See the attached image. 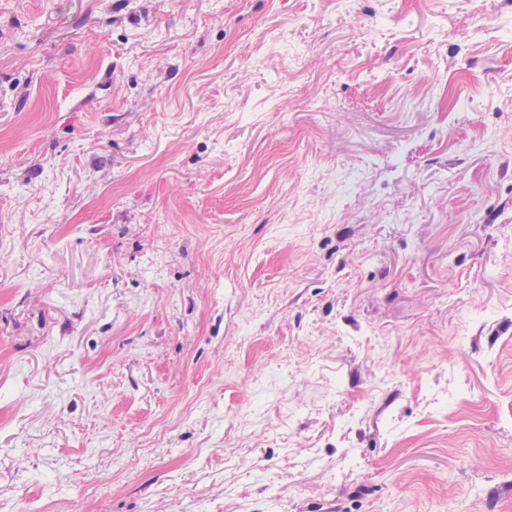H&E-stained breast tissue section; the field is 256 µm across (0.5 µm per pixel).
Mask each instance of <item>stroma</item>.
<instances>
[{
  "label": "stroma",
  "mask_w": 512,
  "mask_h": 512,
  "mask_svg": "<svg viewBox=\"0 0 512 512\" xmlns=\"http://www.w3.org/2000/svg\"><path fill=\"white\" fill-rule=\"evenodd\" d=\"M0 512H512V0H0Z\"/></svg>",
  "instance_id": "stroma-1"
}]
</instances>
